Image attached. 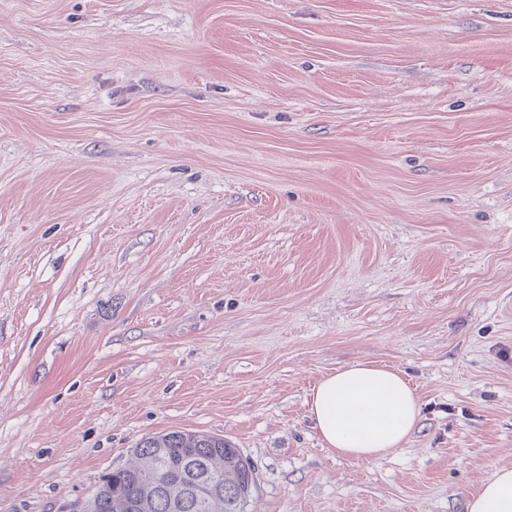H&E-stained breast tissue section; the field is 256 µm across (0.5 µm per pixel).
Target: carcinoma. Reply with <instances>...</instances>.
I'll return each mask as SVG.
<instances>
[{
  "label": "carcinoma",
  "instance_id": "carcinoma-1",
  "mask_svg": "<svg viewBox=\"0 0 512 512\" xmlns=\"http://www.w3.org/2000/svg\"><path fill=\"white\" fill-rule=\"evenodd\" d=\"M134 455L79 499L80 512H244L256 488L255 466L220 436L172 430Z\"/></svg>",
  "mask_w": 512,
  "mask_h": 512
}]
</instances>
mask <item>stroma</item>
<instances>
[{
  "label": "stroma",
  "mask_w": 512,
  "mask_h": 512,
  "mask_svg": "<svg viewBox=\"0 0 512 512\" xmlns=\"http://www.w3.org/2000/svg\"><path fill=\"white\" fill-rule=\"evenodd\" d=\"M376 459L306 401L355 362ZM224 436L245 512H465L512 468V0H0V512ZM308 403L326 448L343 458L386 456L405 444L420 418L408 381L397 370L371 362L324 375Z\"/></svg>",
  "instance_id": "stroma-1"
}]
</instances>
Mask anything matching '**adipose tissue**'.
<instances>
[{
	"mask_svg": "<svg viewBox=\"0 0 512 512\" xmlns=\"http://www.w3.org/2000/svg\"><path fill=\"white\" fill-rule=\"evenodd\" d=\"M309 412L322 440L343 458L377 459L402 447L420 418V404L395 369L356 362L324 375ZM466 512H512V469L503 468L469 497Z\"/></svg>",
	"mask_w": 512,
	"mask_h": 512,
	"instance_id": "adipose-tissue-1",
	"label": "adipose tissue"
}]
</instances>
